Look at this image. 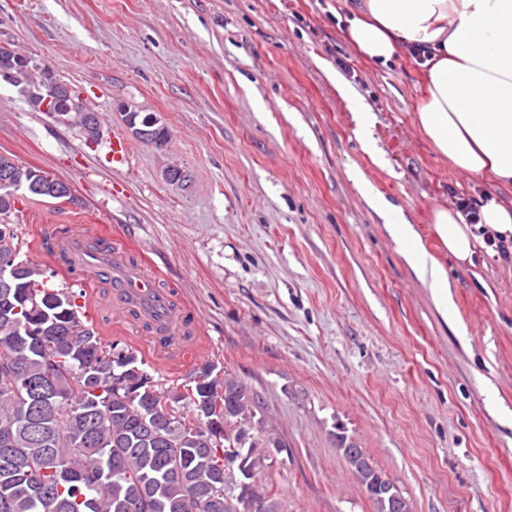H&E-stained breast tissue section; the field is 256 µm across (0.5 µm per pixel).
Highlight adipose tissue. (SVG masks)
<instances>
[{"label":"adipose tissue","instance_id":"adipose-tissue-1","mask_svg":"<svg viewBox=\"0 0 512 512\" xmlns=\"http://www.w3.org/2000/svg\"><path fill=\"white\" fill-rule=\"evenodd\" d=\"M345 36L368 61L386 63L419 46L424 64L416 122L459 172L512 186V0H344ZM393 239L440 308L449 283L411 224L381 198ZM434 230L457 263H472L477 236L462 216L435 209Z\"/></svg>","mask_w":512,"mask_h":512}]
</instances>
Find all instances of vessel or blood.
<instances>
[{"mask_svg": "<svg viewBox=\"0 0 512 512\" xmlns=\"http://www.w3.org/2000/svg\"><path fill=\"white\" fill-rule=\"evenodd\" d=\"M48 259L61 271L81 268L92 278H105L112 286L108 295L91 293L84 300L87 316L103 308L145 325L151 335L150 350L160 355L171 351L176 337L188 336L196 351H203L202 326L189 317L160 287L156 278L145 274L141 266L128 263L99 246L88 232L78 231L56 245Z\"/></svg>", "mask_w": 512, "mask_h": 512, "instance_id": "b4317fda", "label": "vessel or blood"}]
</instances>
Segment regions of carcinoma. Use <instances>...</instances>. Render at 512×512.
I'll return each mask as SVG.
<instances>
[{
	"instance_id": "1",
	"label": "carcinoma",
	"mask_w": 512,
	"mask_h": 512,
	"mask_svg": "<svg viewBox=\"0 0 512 512\" xmlns=\"http://www.w3.org/2000/svg\"><path fill=\"white\" fill-rule=\"evenodd\" d=\"M20 87L28 102L43 110L58 99L59 122L76 121L85 135L100 136V120L80 93L35 54L0 42V75ZM133 137L157 132L161 146L167 127L153 112L123 102ZM0 255L21 253L11 225L2 224L16 204V192L59 198V179L37 178L34 169L0 155ZM45 272L25 261L0 280V512H259L266 495L282 512L263 482L267 458L250 459L251 486L237 491L236 455L240 436L254 431L256 400L244 381L202 368L183 393L164 387L144 361L116 343L106 345L85 325L67 287L50 288ZM26 379L43 392L18 386ZM338 451L374 503L376 512H411L399 489L346 436ZM236 504L224 508V494Z\"/></svg>"
}]
</instances>
